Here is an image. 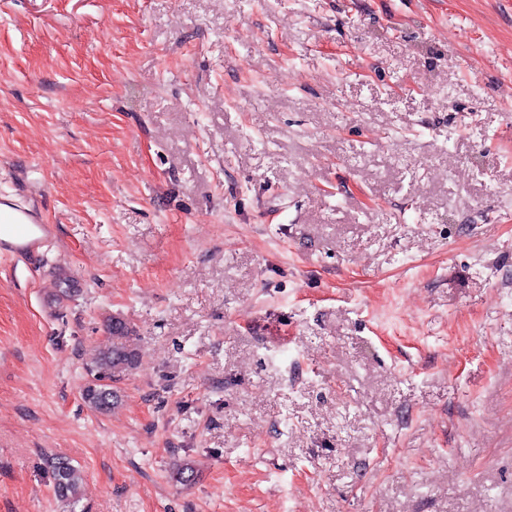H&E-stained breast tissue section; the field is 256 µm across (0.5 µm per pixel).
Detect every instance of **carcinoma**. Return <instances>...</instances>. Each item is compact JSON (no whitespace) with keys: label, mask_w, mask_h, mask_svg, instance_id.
Returning <instances> with one entry per match:
<instances>
[{"label":"carcinoma","mask_w":512,"mask_h":512,"mask_svg":"<svg viewBox=\"0 0 512 512\" xmlns=\"http://www.w3.org/2000/svg\"><path fill=\"white\" fill-rule=\"evenodd\" d=\"M108 326L112 330V347L98 354L88 370L89 379L82 390L84 402L100 414L110 412L118 404V396L112 385L121 382L136 367L140 358L127 322L114 316ZM47 465L51 470L56 497L62 501L70 500L82 481L81 470L62 457L47 459Z\"/></svg>","instance_id":"obj_1"}]
</instances>
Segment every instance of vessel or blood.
Listing matches in <instances>:
<instances>
[{
  "label": "vessel or blood",
  "mask_w": 512,
  "mask_h": 512,
  "mask_svg": "<svg viewBox=\"0 0 512 512\" xmlns=\"http://www.w3.org/2000/svg\"><path fill=\"white\" fill-rule=\"evenodd\" d=\"M54 227L42 223L25 205L14 203L7 215H0V253L21 260L40 254L53 237Z\"/></svg>",
  "instance_id": "1"
}]
</instances>
